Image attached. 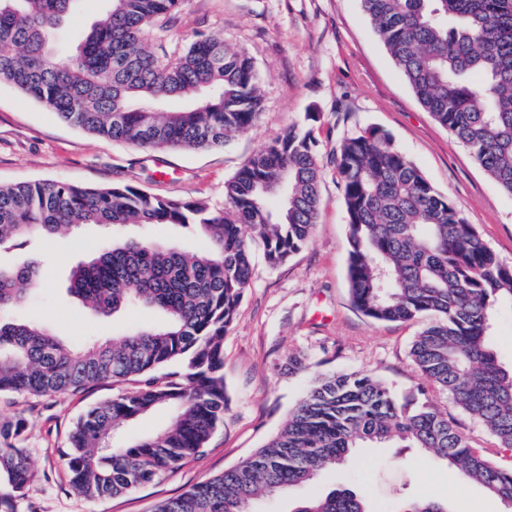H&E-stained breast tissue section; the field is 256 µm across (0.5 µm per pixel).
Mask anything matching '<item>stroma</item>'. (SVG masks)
<instances>
[{
    "mask_svg": "<svg viewBox=\"0 0 512 512\" xmlns=\"http://www.w3.org/2000/svg\"><path fill=\"white\" fill-rule=\"evenodd\" d=\"M105 0H79L60 36L73 47L99 18ZM222 37L246 50L260 76L262 114L249 133L220 149L153 150L112 143L61 122L55 113L0 84V185L23 181L86 186L132 185L149 193L224 207V183L257 152L295 128L312 129L323 163L322 204L310 243L273 267L252 242V278L232 328L224 337V422L206 453L154 484L123 495L87 499L69 483L68 435L92 406L128 386L105 383L72 395L0 393V419L21 421L16 447L25 450L31 480L14 512H153L264 446L284 425L303 392L323 373L358 372L399 394L422 380L409 351L421 322H377L351 303L347 282V218L334 156L340 141L375 129L411 159L431 183L512 264V195L500 190L462 145L418 103L358 0H182L171 23L147 32L145 46L182 52L192 41ZM103 233L90 225L61 233L34 248L0 255L10 265L40 256L42 280L25 310L68 345L112 340L131 325L162 320L150 308L109 319L92 315L67 293L70 269L89 259ZM431 400L447 411L474 447L512 468V452L459 411L439 391ZM343 482L370 503L429 499L448 512H512V504L484 486L460 482L446 461L392 443L354 451L326 470L318 489Z\"/></svg>",
    "mask_w": 512,
    "mask_h": 512,
    "instance_id": "stroma-1",
    "label": "stroma"
}]
</instances>
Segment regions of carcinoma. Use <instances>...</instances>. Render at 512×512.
<instances>
[{"mask_svg": "<svg viewBox=\"0 0 512 512\" xmlns=\"http://www.w3.org/2000/svg\"><path fill=\"white\" fill-rule=\"evenodd\" d=\"M76 0H0V84L60 120L100 138L150 149L210 150L250 132L261 114L252 57L213 36L177 56L143 46L148 29L181 0H106L75 50L58 53L62 17ZM423 109L448 129L512 195V0H359ZM174 99L184 101L170 107ZM347 213V279L353 305L379 322H429L410 357L420 376L512 450V369L490 342L491 319L512 308V265L415 164L376 130L336 150ZM322 162L311 133L290 130L252 156L224 185V209L160 197L132 185L63 182L0 186V253L85 225L108 228L69 291L96 315L138 306L163 322L133 326L112 342L81 348L50 328L12 315L40 283L32 259L0 266V392L53 395L105 381L134 380L88 409L69 435L71 487L89 498L130 492L201 455L224 422V335L248 288L252 252L242 228L277 266L311 239L321 206ZM152 224L194 229L203 252L152 241ZM159 407L173 411L160 432L116 445L115 430ZM0 421V512H14L31 473ZM422 448L512 504V469L471 446L424 388L399 395L369 375L318 376L277 435L239 464L154 512H253L261 496L309 485L356 448ZM292 512H369L364 495L339 486L310 491ZM396 512H447L408 501Z\"/></svg>", "mask_w": 512, "mask_h": 512, "instance_id": "carcinoma-1", "label": "carcinoma"}]
</instances>
